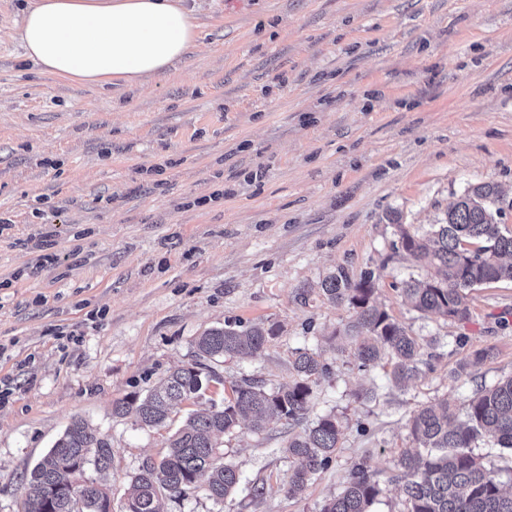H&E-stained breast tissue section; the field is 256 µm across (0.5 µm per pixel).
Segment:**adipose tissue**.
<instances>
[{"mask_svg": "<svg viewBox=\"0 0 512 512\" xmlns=\"http://www.w3.org/2000/svg\"><path fill=\"white\" fill-rule=\"evenodd\" d=\"M198 38L181 0H31L19 30L27 60L88 84H142L182 60Z\"/></svg>", "mask_w": 512, "mask_h": 512, "instance_id": "obj_1", "label": "adipose tissue"}]
</instances>
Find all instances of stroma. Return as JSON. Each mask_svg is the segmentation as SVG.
Returning <instances> with one entry per match:
<instances>
[{"instance_id":"35a3bbf8","label":"stroma","mask_w":512,"mask_h":512,"mask_svg":"<svg viewBox=\"0 0 512 512\" xmlns=\"http://www.w3.org/2000/svg\"><path fill=\"white\" fill-rule=\"evenodd\" d=\"M27 4L0 0V512H24L23 477L75 418L109 439L124 512L130 477L191 413L246 379L291 381L299 348L330 367L306 414L345 425L330 466L292 495L287 425L241 426L220 452L243 488L218 503L200 480L164 512H320L361 459L383 489L372 512H405L390 476L412 412L512 375V281L470 289L466 322L423 315L401 288L432 269L390 222L424 234L491 182L512 229V0H187L198 47L142 86L43 73L17 38ZM341 268L372 273L431 371L398 385L336 340L354 311L321 283ZM227 321L282 331L209 361L217 381L164 426L114 414Z\"/></svg>"}]
</instances>
